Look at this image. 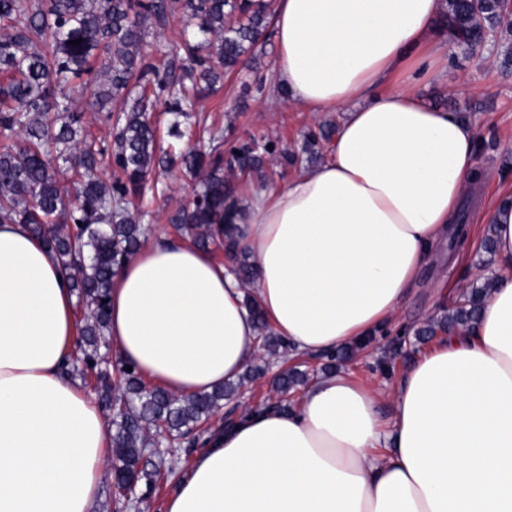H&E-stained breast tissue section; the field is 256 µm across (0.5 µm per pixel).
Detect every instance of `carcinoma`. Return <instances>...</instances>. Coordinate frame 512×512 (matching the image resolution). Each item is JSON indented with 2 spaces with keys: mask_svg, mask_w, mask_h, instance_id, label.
Returning a JSON list of instances; mask_svg holds the SVG:
<instances>
[{
  "mask_svg": "<svg viewBox=\"0 0 512 512\" xmlns=\"http://www.w3.org/2000/svg\"><path fill=\"white\" fill-rule=\"evenodd\" d=\"M445 2L448 30L461 47H474L505 20L500 0ZM272 16V0H0V132L21 135L16 144L0 146V223L26 225L57 255L84 308L86 367L97 369L108 322L104 300L115 270L141 244L138 214L151 201L149 182L157 170L178 165L198 184L192 201L173 212L170 223L196 246L222 250L240 283L253 279L233 233L217 228L233 205L234 188L224 172L243 166L260 173L266 155L285 164L293 157L272 141L261 147L253 140L226 146L221 135L213 137L216 145L207 152L175 156L163 149L149 115L163 107L174 117L169 135L184 137L180 118L187 116L188 93L198 95L223 72L246 66ZM170 17L185 21L169 52L182 62L178 75L146 64L143 53L150 29ZM98 52L108 62L93 80H82ZM133 87L139 93L122 109L115 146L90 137L76 102L93 98L104 109L129 98ZM106 155L120 172L111 182L97 174ZM57 157L78 177L74 188L58 178ZM491 287L487 282L466 289L454 308L428 321L419 334L470 325ZM246 305L262 346L276 350L280 342L254 300L246 299ZM260 372L250 368L235 384L178 397L145 390L134 370L123 369L113 378L98 369L96 389L114 409L112 455L123 466L115 474V494L125 498L126 472L140 480L147 476L141 467L144 449L201 427L222 400ZM307 382V373L292 368L276 379L275 388L286 395Z\"/></svg>",
  "mask_w": 512,
  "mask_h": 512,
  "instance_id": "obj_1",
  "label": "carcinoma"
}]
</instances>
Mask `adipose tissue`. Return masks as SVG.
Returning <instances> with one entry per match:
<instances>
[{
  "label": "adipose tissue",
  "mask_w": 512,
  "mask_h": 512,
  "mask_svg": "<svg viewBox=\"0 0 512 512\" xmlns=\"http://www.w3.org/2000/svg\"><path fill=\"white\" fill-rule=\"evenodd\" d=\"M444 0H275L284 97L344 113L329 158L227 212L253 294L291 356L389 323L479 180L474 126L413 90L448 61ZM498 278L477 320L400 377L390 416L346 372L288 410L209 435L162 512H512V195L487 200ZM248 294L211 252L162 234L112 282L119 360L177 395L260 353ZM80 321L56 255L0 224V512H93L108 424L67 370Z\"/></svg>",
  "instance_id": "obj_1"
}]
</instances>
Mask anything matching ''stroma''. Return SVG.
<instances>
[{
  "label": "stroma",
  "instance_id": "35a3bbf8",
  "mask_svg": "<svg viewBox=\"0 0 512 512\" xmlns=\"http://www.w3.org/2000/svg\"><path fill=\"white\" fill-rule=\"evenodd\" d=\"M511 53L512 40L504 37L486 43L477 58L466 57L461 49L451 47L447 67L436 78L415 88L429 103L458 113L474 125L479 139L478 167L491 175L484 189L488 195L512 188V63L506 60ZM255 56L250 69L225 76L213 93L196 100L194 109L207 127L223 131L230 141H273L297 153H301L308 133L325 126L339 127L343 113L312 114L284 105L277 92L273 40L259 46ZM258 78L264 81V91L252 88ZM152 193L154 199L140 218L145 236L174 234L168 217L189 201L191 184L178 172H159ZM466 228L463 243L453 245L445 239L433 247L418 282L399 304L396 320L379 330L366 349L353 345L346 360L333 361L325 355L298 361V368L312 378L330 369L347 372L359 383L373 387L382 398L383 414H390L388 396L399 376L433 342L432 337L419 336L423 323L453 308L470 284H482L481 269L492 274L497 271L482 247L487 225L470 222ZM441 282L446 284L447 293L440 297L435 287ZM275 398L268 376L256 377L231 400L222 402L208 425L214 428L243 412L263 409ZM194 452V447L182 438L172 453L150 457L147 469L152 480L141 484V502L126 512H162L164 498L187 470Z\"/></svg>",
  "mask_w": 512,
  "mask_h": 512
}]
</instances>
